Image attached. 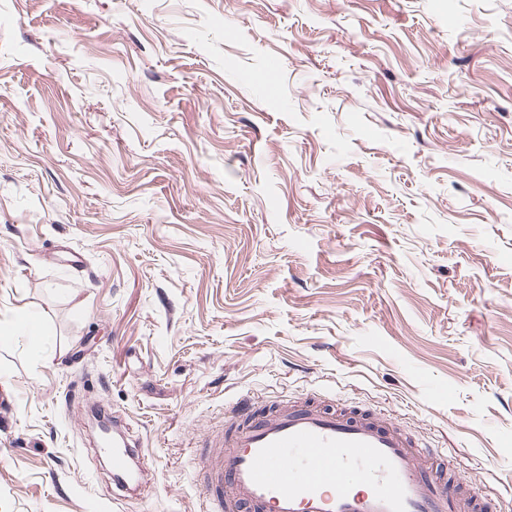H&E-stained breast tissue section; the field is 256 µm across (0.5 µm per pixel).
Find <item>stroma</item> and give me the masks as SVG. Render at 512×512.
<instances>
[{
  "label": "stroma",
  "instance_id": "1",
  "mask_svg": "<svg viewBox=\"0 0 512 512\" xmlns=\"http://www.w3.org/2000/svg\"><path fill=\"white\" fill-rule=\"evenodd\" d=\"M247 395L512 512V0H0V512H199ZM121 427V422L113 421L112 443L107 437L103 438L100 451L108 456L112 465V478L116 483L129 487L134 482L138 486L143 472L137 459L141 444L129 441Z\"/></svg>",
  "mask_w": 512,
  "mask_h": 512
}]
</instances>
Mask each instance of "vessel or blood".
Instances as JSON below:
<instances>
[{"mask_svg": "<svg viewBox=\"0 0 512 512\" xmlns=\"http://www.w3.org/2000/svg\"><path fill=\"white\" fill-rule=\"evenodd\" d=\"M100 449L116 483L140 482L141 444L121 422ZM432 458L413 434L358 408L270 405L202 449L203 512H485L482 497L430 477Z\"/></svg>", "mask_w": 512, "mask_h": 512, "instance_id": "vessel-or-blood-1", "label": "vessel or blood"}]
</instances>
